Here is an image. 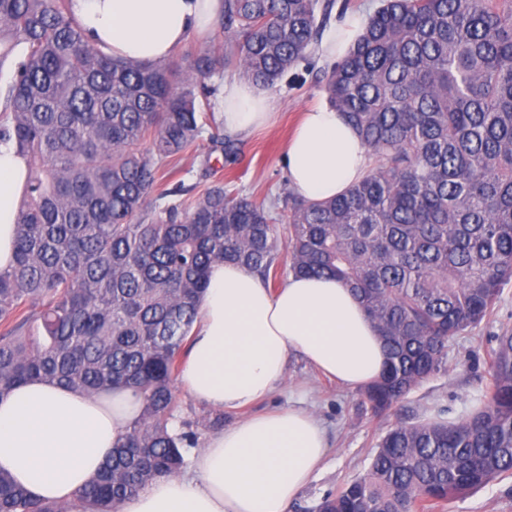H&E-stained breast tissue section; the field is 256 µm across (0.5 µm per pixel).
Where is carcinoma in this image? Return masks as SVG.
Instances as JSON below:
<instances>
[{
	"label": "carcinoma",
	"instance_id": "1",
	"mask_svg": "<svg viewBox=\"0 0 512 512\" xmlns=\"http://www.w3.org/2000/svg\"><path fill=\"white\" fill-rule=\"evenodd\" d=\"M72 0H0V70L13 60L0 143L27 159L12 265L0 269V396L29 380L85 393L129 387L130 431L84 489L117 512L197 447L176 430L171 388L210 267L235 262L281 285L288 271L354 291L386 361L365 384L373 415L448 373V347L489 317L512 281V0H381L325 71L331 107L355 128L369 172L322 201L205 189L150 204L158 172L216 122L204 83L221 66L280 85L321 38L334 0H224V42L178 88L170 61L106 55L84 40ZM154 133L151 155L140 143ZM226 162L236 143L216 139ZM485 402L464 418L400 421L366 474L317 512H437L512 475V332L495 337ZM0 512H66L0 471Z\"/></svg>",
	"mask_w": 512,
	"mask_h": 512
}]
</instances>
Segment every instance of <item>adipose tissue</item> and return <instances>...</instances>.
Instances as JSON below:
<instances>
[{"mask_svg":"<svg viewBox=\"0 0 512 512\" xmlns=\"http://www.w3.org/2000/svg\"><path fill=\"white\" fill-rule=\"evenodd\" d=\"M223 10L224 0H73L91 46L144 62L168 58ZM219 107L230 132L274 117L270 96L245 82L225 85ZM283 164L297 191L322 200L366 174V148L341 113L317 106L304 113ZM26 173L16 148L0 144V269L13 261ZM294 352L351 387L378 376L385 362L363 305L336 279L292 276L273 289L239 265L214 264L181 385L208 406L241 409L283 383ZM140 411L126 389L88 394L55 381L20 384L0 397V469L35 497L88 512L82 490ZM326 451L324 430L304 409L250 417L191 450L186 472L156 480L119 512H288Z\"/></svg>","mask_w":512,"mask_h":512,"instance_id":"adipose-tissue-1","label":"adipose tissue"}]
</instances>
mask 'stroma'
<instances>
[{"mask_svg": "<svg viewBox=\"0 0 512 512\" xmlns=\"http://www.w3.org/2000/svg\"><path fill=\"white\" fill-rule=\"evenodd\" d=\"M313 62L310 70H298L293 82L271 90L276 112L271 125L237 135L236 143L242 155L240 164L231 165L210 157L212 137L224 134L223 128L210 126L205 128L192 151L161 170L159 190L179 187L187 199L220 183L257 200L287 196L292 187L281 163L287 142L302 112L327 102L321 77L331 61L317 53ZM507 330L512 331V283L505 285L492 315L456 340L448 352L449 373L422 383L380 417L373 416L363 404L360 389L330 380L294 354L288 358L284 386L249 411L218 412L195 400L176 383L172 390L177 415L179 420L190 422L192 430L204 440L209 433L201 424L215 417H223L225 424L230 425L247 413L262 414L294 403L302 404L324 427L329 449L289 512H314L325 495L366 472L378 439L398 421L432 416L456 421L484 401L489 382L488 353L495 336ZM443 512H512V476L449 499Z\"/></svg>", "mask_w": 512, "mask_h": 512, "instance_id": "1", "label": "stroma"}]
</instances>
